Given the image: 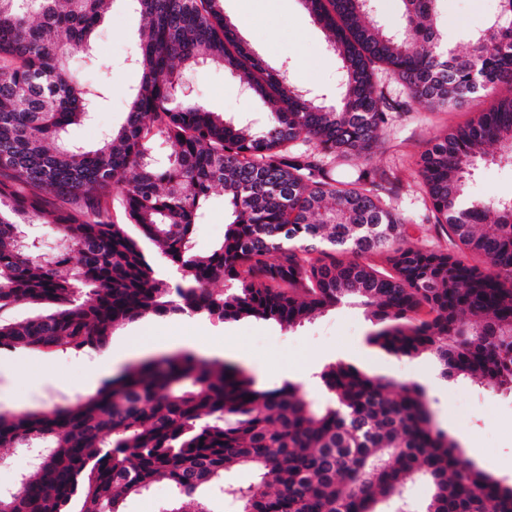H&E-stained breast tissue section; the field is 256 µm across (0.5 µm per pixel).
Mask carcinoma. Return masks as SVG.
Instances as JSON below:
<instances>
[{"instance_id":"cac0c4a2","label":"carcinoma","mask_w":512,"mask_h":512,"mask_svg":"<svg viewBox=\"0 0 512 512\" xmlns=\"http://www.w3.org/2000/svg\"><path fill=\"white\" fill-rule=\"evenodd\" d=\"M109 2L0 0V350H97L123 324L174 315L295 328L355 304L386 353L428 352L448 382L512 392V198L469 192L488 146L512 160V97L422 154L429 210L456 252L409 241L376 170L342 178L322 161L376 144L389 120L379 68L429 109L512 87V0L469 33L463 57L443 53L441 0H398L396 30L367 0H302L332 33L334 104L254 56L223 0H127L146 19L131 60L141 79L125 122L87 149L68 128L104 90L69 60L94 57ZM212 64L270 104L261 124L182 94L183 70ZM217 185L230 221L201 256L195 229ZM116 194L127 224L112 222ZM35 222L54 225V245L29 231ZM17 304L37 313L4 315ZM319 379L323 404L181 351L46 410L0 411V448L41 452L0 490V512H123L160 480L171 498L158 512H187L184 499L234 465L254 475L224 487L241 512L403 509L417 480L431 488L421 512H512V484L463 456L419 383L343 362Z\"/></svg>"}]
</instances>
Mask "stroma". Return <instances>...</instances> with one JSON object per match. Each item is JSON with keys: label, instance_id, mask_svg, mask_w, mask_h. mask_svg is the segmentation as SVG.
<instances>
[{"label": "stroma", "instance_id": "35a3bbf8", "mask_svg": "<svg viewBox=\"0 0 512 512\" xmlns=\"http://www.w3.org/2000/svg\"><path fill=\"white\" fill-rule=\"evenodd\" d=\"M497 9L498 0H442V31L456 54L468 50L465 33L483 28ZM142 25L141 15L127 0H112L99 26L94 60L76 56L70 61L82 82L103 88L106 95L91 121L70 129L71 138L86 147H95L103 131L120 126L125 119L131 90L140 80L129 59ZM251 27L244 39L246 46L269 66L286 67L290 82L336 90L339 64L328 50L329 34L310 16L302 0H288L287 11L277 14L266 12L257 2ZM309 57L318 59L315 69L305 67ZM185 80L193 95L212 111L257 118L267 110L262 99L245 94L237 76L222 67L188 72ZM376 81L394 106L389 122L369 153L335 160V171L347 176L370 165L395 176L392 191L382 194L383 203L412 223V244L450 248L447 236L438 233L428 218L419 175L421 155L432 138L470 122L488 110L496 98L511 96L512 87L500 86L495 96L461 107L430 111L413 101L386 71H377ZM470 187L478 197H512V165L496 161L480 165ZM225 220L224 192L217 188L203 223L196 229L197 252L208 254L223 240ZM372 330L363 311L349 305L325 311L293 330L256 320L222 323L203 317H153L117 328L106 351L119 370L154 340H200L221 358L241 361L264 386L275 387L288 380L314 399L322 396L317 373L325 364L338 360L399 383L416 381L426 387L441 428L461 443L467 457L482 470L512 483V393L493 392L469 381L444 382L437 375L433 357L389 355L368 343ZM95 361L88 350L20 351L18 359L0 363V411H38L61 402L66 395L94 393L103 383L102 378L90 375Z\"/></svg>", "mask_w": 512, "mask_h": 512}]
</instances>
